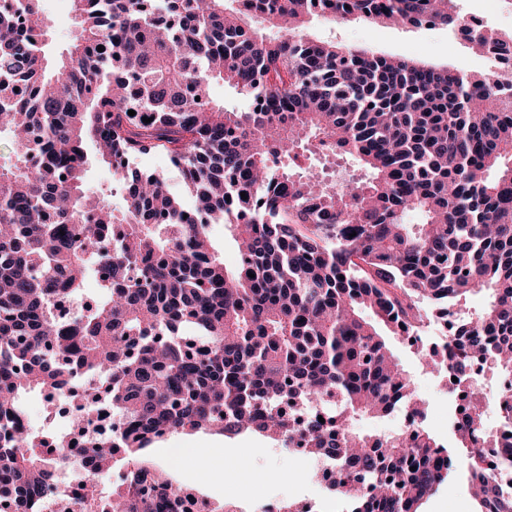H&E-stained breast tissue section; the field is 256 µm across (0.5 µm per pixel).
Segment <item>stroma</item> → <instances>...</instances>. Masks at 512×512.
<instances>
[{
    "label": "stroma",
    "instance_id": "35a3bbf8",
    "mask_svg": "<svg viewBox=\"0 0 512 512\" xmlns=\"http://www.w3.org/2000/svg\"><path fill=\"white\" fill-rule=\"evenodd\" d=\"M42 7L51 24L47 55L52 58L67 47L77 24L68 0H43ZM306 34L373 54L417 58L466 74L486 68L480 56L441 26L410 29L364 19L340 24L318 16L309 20ZM85 148L89 158L88 189L104 194L112 207L122 208L125 195L112 167L100 159L94 143H86ZM387 342L411 376L418 398L427 405L425 428L437 441L447 443L455 409L447 380L430 372L416 347L397 336L388 337ZM145 459L153 468L167 470L175 483L219 506L261 499L283 504L316 498L321 502V512H344L346 508L342 500L328 495L312 479L310 459L293 455L276 441L255 432L222 440L213 438L208 430L174 432L153 442ZM477 508L470 486L462 477L453 475L424 500L421 512H476Z\"/></svg>",
    "mask_w": 512,
    "mask_h": 512
}]
</instances>
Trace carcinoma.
<instances>
[{"mask_svg": "<svg viewBox=\"0 0 512 512\" xmlns=\"http://www.w3.org/2000/svg\"><path fill=\"white\" fill-rule=\"evenodd\" d=\"M70 2L77 32L53 63L41 0L0 13V137L14 157L0 166V430L25 414V394L62 398L88 366L107 376L126 428L81 455L93 473L119 457L138 464L92 512H179L182 487L138 457L155 438L201 429L284 446L297 434L310 454L336 459L329 492L350 512H421L456 455L422 427L378 436L354 421L402 401L423 407L386 337L424 302L459 320L448 354L425 358L432 372L462 383L474 358L484 375L512 371V69L465 74L300 34L326 14L454 32L455 0ZM464 40L512 50V32ZM220 79L255 108L215 103ZM89 139L109 165L165 155L206 219L185 221L153 173L119 175L122 212L90 201ZM347 154L365 176L328 180L305 165ZM226 216L241 254L233 270L208 232ZM90 279L99 300L57 320L54 303L81 297ZM483 290L484 311H465ZM186 324L204 349H186ZM296 399L333 403L337 419L298 427L286 409ZM483 429L477 403L454 426L456 450L479 512H512L472 447ZM65 459L62 442L31 427L0 435V512L48 498Z\"/></svg>", "mask_w": 512, "mask_h": 512, "instance_id": "cac0c4a2", "label": "carcinoma"}]
</instances>
